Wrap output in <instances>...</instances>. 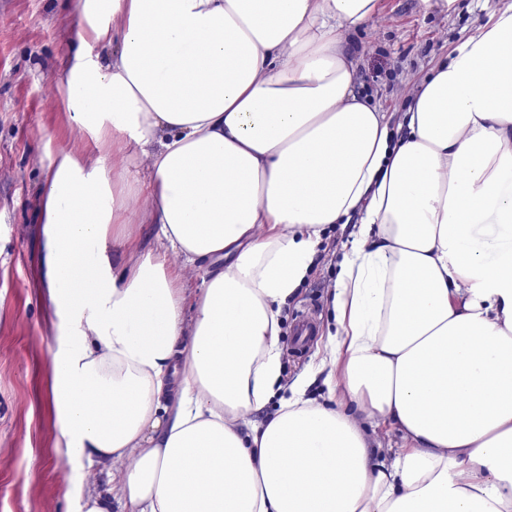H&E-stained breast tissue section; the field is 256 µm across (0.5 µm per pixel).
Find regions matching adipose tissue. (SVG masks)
<instances>
[{
  "label": "adipose tissue",
  "instance_id": "obj_1",
  "mask_svg": "<svg viewBox=\"0 0 512 512\" xmlns=\"http://www.w3.org/2000/svg\"><path fill=\"white\" fill-rule=\"evenodd\" d=\"M377 14L83 0L79 42L101 51L54 80L99 151L144 164L157 246L117 267L109 181L61 156L44 286L74 326L55 451L112 472L79 512H512V0L398 118L345 38ZM329 224L350 228L314 366L342 384L332 407L284 383L279 349Z\"/></svg>",
  "mask_w": 512,
  "mask_h": 512
}]
</instances>
